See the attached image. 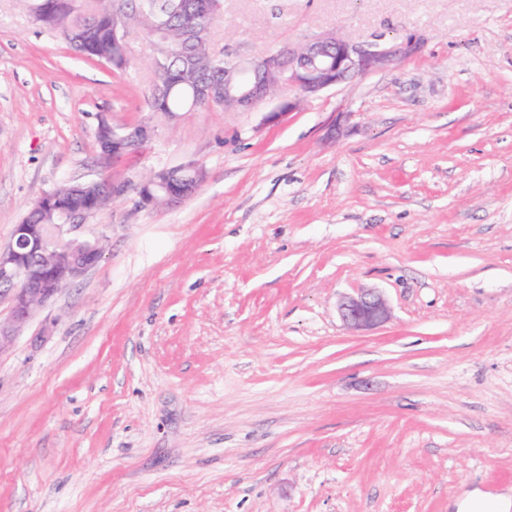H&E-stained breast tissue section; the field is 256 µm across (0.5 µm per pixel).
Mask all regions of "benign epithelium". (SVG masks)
I'll return each instance as SVG.
<instances>
[{"label": "benign epithelium", "instance_id": "obj_1", "mask_svg": "<svg viewBox=\"0 0 512 512\" xmlns=\"http://www.w3.org/2000/svg\"><path fill=\"white\" fill-rule=\"evenodd\" d=\"M421 42L415 37L381 45L355 43L333 34H322L297 44H288L261 59L233 57L224 71V100L234 101L241 111H251L271 100L270 85L277 84L299 99L316 95L346 80L389 70L417 54ZM153 131L142 127L126 140L118 155L107 139L98 142V167L106 170L115 162L139 151ZM97 179L69 184L72 194L96 196ZM39 209L52 216L48 224H21L10 242L0 247V289L12 293V315L0 322V351L8 348L33 312L50 302L67 284L80 278L101 258L90 243L78 244L65 234L87 219L83 211L60 204L55 192L44 193ZM338 313L353 331L377 327L390 318V308L377 290L364 289L343 296Z\"/></svg>", "mask_w": 512, "mask_h": 512}]
</instances>
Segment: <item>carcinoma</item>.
<instances>
[{
  "mask_svg": "<svg viewBox=\"0 0 512 512\" xmlns=\"http://www.w3.org/2000/svg\"><path fill=\"white\" fill-rule=\"evenodd\" d=\"M33 22L69 40L70 32L83 28L87 37L74 48L84 59L96 60L123 73L132 60L116 30L121 14L142 29L152 48L151 66L155 80L146 94L148 110L170 117L198 109L232 112L224 104L225 54L214 50L215 26L224 14V0H35ZM221 90L211 100L196 96L198 82ZM192 175L167 168L166 175H150L143 192L155 198L153 206L166 205V197L180 194ZM112 203V194L102 188L94 200L62 196L67 207L90 208L95 215Z\"/></svg>",
  "mask_w": 512,
  "mask_h": 512,
  "instance_id": "obj_1",
  "label": "carcinoma"
}]
</instances>
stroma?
<instances>
[{
    "label": "stroma",
    "mask_w": 512,
    "mask_h": 512,
    "mask_svg": "<svg viewBox=\"0 0 512 512\" xmlns=\"http://www.w3.org/2000/svg\"><path fill=\"white\" fill-rule=\"evenodd\" d=\"M420 38L390 71L250 112L147 111L0 0V245L44 193L129 183L100 261L0 352V512H456L512 490V0H224L214 48ZM154 136L96 165L99 113ZM199 191L143 206L150 171ZM389 321L352 331L341 296ZM337 308L344 325L353 331L372 329L390 318L386 299L374 289H364L356 295L341 297Z\"/></svg>",
    "instance_id": "stroma-1"
}]
</instances>
